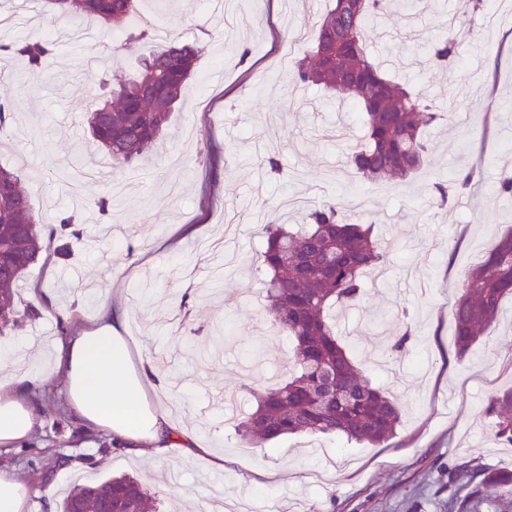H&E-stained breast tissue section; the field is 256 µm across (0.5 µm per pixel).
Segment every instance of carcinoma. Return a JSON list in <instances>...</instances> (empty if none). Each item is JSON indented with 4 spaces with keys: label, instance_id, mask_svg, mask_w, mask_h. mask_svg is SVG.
Returning <instances> with one entry per match:
<instances>
[{
    "label": "carcinoma",
    "instance_id": "carcinoma-1",
    "mask_svg": "<svg viewBox=\"0 0 512 512\" xmlns=\"http://www.w3.org/2000/svg\"><path fill=\"white\" fill-rule=\"evenodd\" d=\"M417 0H356L348 25L352 36L339 40L338 4L320 15L310 28L304 58L295 64L292 82L316 86L341 100L356 102L366 126L365 144L348 153V164L363 179L379 182L406 178L428 159L426 130L443 111L424 91L412 92L386 79L367 52L364 29L391 9L409 11ZM135 0H43L41 26L48 30L61 17L96 18L105 27L92 50L107 48L136 61L130 78H120L115 99L97 103L87 115L91 135L115 170L130 167L159 140L173 104L185 92L201 60V51L175 36L147 54L144 43L152 29L128 25ZM122 40L112 44V32ZM457 34L450 31L428 48L435 66L457 75L454 68ZM55 44L46 36L27 35L0 44V52L22 58L36 79L54 77L47 62ZM474 171L438 183L432 206L443 209L450 198L470 190ZM0 198L8 210L0 213V335L20 320L37 314L21 311L15 285L24 270L43 252L59 253L51 243L64 236L88 237L75 228L74 216L46 227L34 213L30 196L17 172L0 166ZM309 223L295 230L283 227L278 209L265 225L266 246L260 254L265 271L266 313L271 323L291 339L294 371L288 380L253 393L254 407L238 424L248 446L296 434H335L376 447L394 435L397 406L370 377L362 374L336 336V306H354L365 292V273L382 262L386 251L370 228L350 223L337 206L326 202L308 215ZM512 295V229L466 273L451 316L457 354L464 355L497 317L502 299ZM496 417L497 436L512 445V394L488 404ZM112 494L132 512H156V498L133 477L121 475L94 486H77L63 499L62 512L76 501L96 512L100 500Z\"/></svg>",
    "mask_w": 512,
    "mask_h": 512
}]
</instances>
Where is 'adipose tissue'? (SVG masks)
I'll return each instance as SVG.
<instances>
[{"label":"adipose tissue","instance_id":"obj_1","mask_svg":"<svg viewBox=\"0 0 512 512\" xmlns=\"http://www.w3.org/2000/svg\"><path fill=\"white\" fill-rule=\"evenodd\" d=\"M124 304L104 310L90 324H77L56 348L49 371L63 383L67 409L84 429L112 434L125 452L163 459L169 449L199 455L197 437L152 407L149 394L160 378L130 360ZM35 374L18 373L11 353L0 354V447L28 443L42 425L36 410Z\"/></svg>","mask_w":512,"mask_h":512}]
</instances>
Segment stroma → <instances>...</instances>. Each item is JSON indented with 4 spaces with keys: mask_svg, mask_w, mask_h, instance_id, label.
<instances>
[{
    "mask_svg": "<svg viewBox=\"0 0 512 512\" xmlns=\"http://www.w3.org/2000/svg\"><path fill=\"white\" fill-rule=\"evenodd\" d=\"M328 5L315 0L308 16L288 0H139L137 12L157 13L167 32L196 43L202 59L159 149L104 182L82 178L92 149L85 111L106 94L113 72L133 75L132 63L115 67L89 53L66 20L53 29L55 80L35 79L20 60L0 55V96L13 112L0 135L35 213L46 224L69 211L93 228L112 225L111 234L70 240L67 255L31 264L17 286L18 307L46 282L85 323L122 298L134 362L169 378L152 400L210 450L189 460L178 448L158 461L124 454L111 436L78 430L61 381L43 378L35 385L42 427L27 445L0 447V469H16L31 490L28 512H59L43 494L48 484L64 492L122 473L148 485L160 512H201L217 492L229 502L265 501L269 512H512V495L490 484L474 493L453 479L462 469L512 471V446L501 444L486 412L492 398L512 391V296L462 356L450 315L467 270L512 227V203L495 192L501 172L512 170V155L501 153L512 145V19L463 15L456 0H420L415 11L367 29L388 77L455 105L430 127L432 153L420 170L400 182L367 183L343 159L361 143L357 105L288 80L305 50L294 40L297 28ZM451 30L459 35L453 81L425 55ZM216 69L223 80L212 79ZM271 152L281 171L266 167ZM476 164L480 198L431 206L436 183ZM105 192L108 220L96 206ZM284 195L301 201L285 210L287 223H303L331 201L391 245L382 277L367 274L361 301L336 321L356 366L402 409L381 446L299 434L248 451L225 418V391L244 406L251 390L291 370V345L266 316L259 271L267 212ZM184 224L201 225V234L167 248ZM131 245L142 250L134 266L125 259ZM219 335L226 341L213 347ZM61 338L55 317L43 314L0 336V350L14 351L21 368L45 366ZM216 455L224 459L220 477L210 466ZM60 456L67 465L46 472Z\"/></svg>",
    "mask_w": 512,
    "mask_h": 512,
    "instance_id": "1",
    "label": "stroma"
}]
</instances>
